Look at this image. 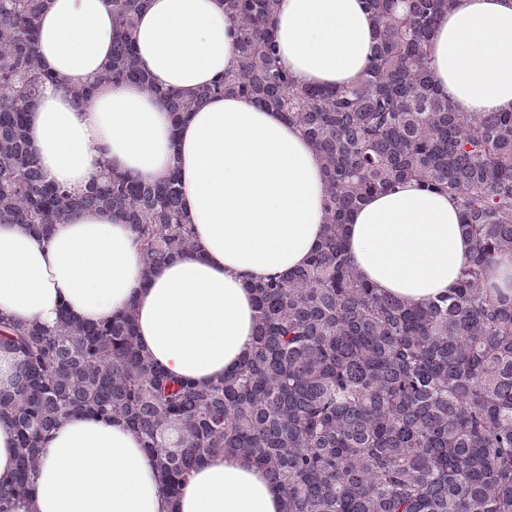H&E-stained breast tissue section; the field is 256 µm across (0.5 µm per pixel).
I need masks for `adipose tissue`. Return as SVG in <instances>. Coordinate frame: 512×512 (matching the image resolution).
Here are the masks:
<instances>
[{
	"label": "adipose tissue",
	"mask_w": 512,
	"mask_h": 512,
	"mask_svg": "<svg viewBox=\"0 0 512 512\" xmlns=\"http://www.w3.org/2000/svg\"><path fill=\"white\" fill-rule=\"evenodd\" d=\"M271 26L296 85L336 87L362 74L375 42L363 0H277ZM37 52L52 73L28 104L29 150L46 183L80 196L112 170L163 184L178 175L197 249L144 273L119 214L78 209L50 235L0 224V317L54 326L60 309L96 324L136 309L138 338L174 377L207 382L250 349V284L304 266L323 234L322 163L280 112L239 94L207 98L173 126L163 93L198 92L237 65L239 31L224 0H146L135 54L148 84L110 83L112 0H48ZM439 89L462 112H512V0H452L430 42ZM92 86L90 97L78 90ZM454 196L406 180L355 209L345 245L379 293L411 306L451 294L470 253ZM265 473L209 456L168 501L123 419L64 420L45 441L34 491L13 512H281Z\"/></svg>",
	"instance_id": "ef3b65f1"
}]
</instances>
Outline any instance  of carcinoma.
<instances>
[{
	"label": "carcinoma",
	"mask_w": 512,
	"mask_h": 512,
	"mask_svg": "<svg viewBox=\"0 0 512 512\" xmlns=\"http://www.w3.org/2000/svg\"><path fill=\"white\" fill-rule=\"evenodd\" d=\"M146 0H112L116 83H147L131 42ZM377 28L350 87H298L277 61L276 0H224L240 39L236 68L193 95L170 91L174 122L212 95L283 113L322 161L326 224L308 263L250 288L251 350L208 384L175 378L145 353L134 310L97 325L66 314L45 327L0 317L16 356L0 418L17 470L0 512L31 487L41 444L69 417L121 418L170 500L214 452L240 455L282 492V512H512V288L488 271L512 256V112H459L429 70V42L451 0H365ZM46 0H0V223L48 231L76 208L120 212L146 273L196 250L173 178L107 172L74 198L29 153L25 109L54 80L39 63ZM414 179L453 195L472 251L455 292L410 307L380 295L344 243L365 199Z\"/></svg>",
	"instance_id": "1"
}]
</instances>
